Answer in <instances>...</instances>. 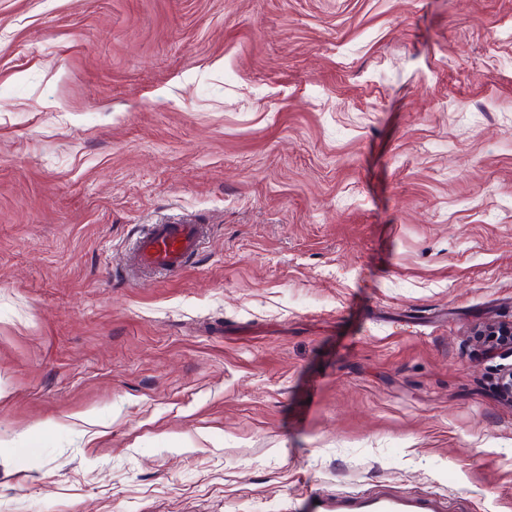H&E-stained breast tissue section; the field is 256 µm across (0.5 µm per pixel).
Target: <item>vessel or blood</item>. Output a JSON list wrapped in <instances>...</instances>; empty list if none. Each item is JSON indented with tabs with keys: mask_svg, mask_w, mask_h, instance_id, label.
<instances>
[{
	"mask_svg": "<svg viewBox=\"0 0 512 512\" xmlns=\"http://www.w3.org/2000/svg\"><path fill=\"white\" fill-rule=\"evenodd\" d=\"M205 227L192 222L149 225L133 242L129 260L138 274L167 275L183 269L199 251ZM290 512H448V505L429 495L381 492L343 494L333 498L309 492L291 503Z\"/></svg>",
	"mask_w": 512,
	"mask_h": 512,
	"instance_id": "1",
	"label": "vessel or blood"
}]
</instances>
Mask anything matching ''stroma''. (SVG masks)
Masks as SVG:
<instances>
[{
	"label": "stroma",
	"instance_id": "stroma-1",
	"mask_svg": "<svg viewBox=\"0 0 512 512\" xmlns=\"http://www.w3.org/2000/svg\"><path fill=\"white\" fill-rule=\"evenodd\" d=\"M489 321L512 0H0V512H512ZM204 238L203 224H150L132 243L129 260L139 275L178 272L199 252ZM318 501V504H315ZM291 512H447V502L429 495L355 493L328 498L315 491L289 505Z\"/></svg>",
	"mask_w": 512,
	"mask_h": 512
}]
</instances>
